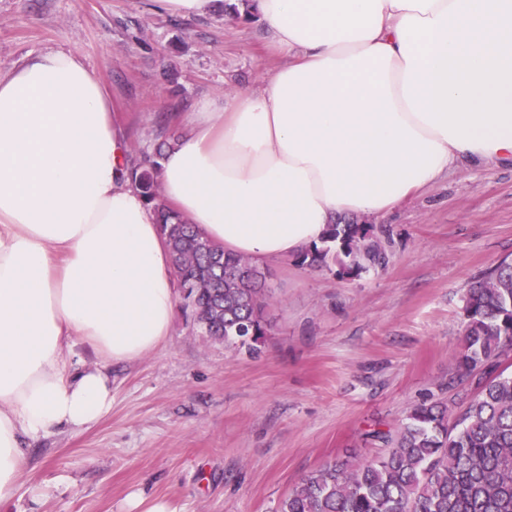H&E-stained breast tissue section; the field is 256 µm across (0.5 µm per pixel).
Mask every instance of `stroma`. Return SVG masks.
<instances>
[{
	"instance_id": "stroma-1",
	"label": "stroma",
	"mask_w": 512,
	"mask_h": 512,
	"mask_svg": "<svg viewBox=\"0 0 512 512\" xmlns=\"http://www.w3.org/2000/svg\"><path fill=\"white\" fill-rule=\"evenodd\" d=\"M256 20H194L151 0H0V73L50 51L99 76L130 157L152 152L157 113L257 88L284 64ZM376 225L385 266L355 277L265 264L272 328L260 356L211 340L175 305L165 343L112 365L94 427L28 450L0 512H276L327 460L375 457L368 431L397 428L425 397L462 403L448 376L473 277L512 260V164L464 166Z\"/></svg>"
}]
</instances>
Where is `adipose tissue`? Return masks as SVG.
Here are the masks:
<instances>
[{
    "instance_id": "1",
    "label": "adipose tissue",
    "mask_w": 512,
    "mask_h": 512,
    "mask_svg": "<svg viewBox=\"0 0 512 512\" xmlns=\"http://www.w3.org/2000/svg\"><path fill=\"white\" fill-rule=\"evenodd\" d=\"M288 62L180 114L166 204L256 264L382 218L465 163H512V0H254ZM102 80L71 51L0 75V504L26 447L96 425L109 363L169 334L175 275ZM95 360L79 365V350Z\"/></svg>"
}]
</instances>
